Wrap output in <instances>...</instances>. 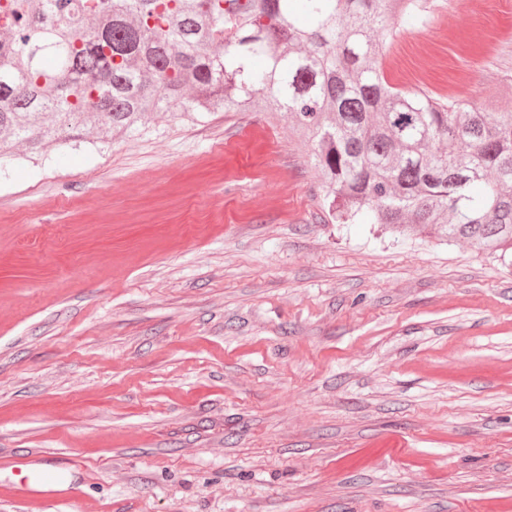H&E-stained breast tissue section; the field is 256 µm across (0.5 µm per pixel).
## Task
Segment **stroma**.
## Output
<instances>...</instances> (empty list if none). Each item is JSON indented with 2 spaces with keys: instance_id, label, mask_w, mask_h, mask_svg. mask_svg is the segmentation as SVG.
<instances>
[{
  "instance_id": "35a3bbf8",
  "label": "stroma",
  "mask_w": 512,
  "mask_h": 512,
  "mask_svg": "<svg viewBox=\"0 0 512 512\" xmlns=\"http://www.w3.org/2000/svg\"><path fill=\"white\" fill-rule=\"evenodd\" d=\"M391 83L498 111L512 9L428 0ZM77 458L79 499L0 512H499L512 265L332 224L270 112H154L0 168V459Z\"/></svg>"
}]
</instances>
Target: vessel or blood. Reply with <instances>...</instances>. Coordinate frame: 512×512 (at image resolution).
Instances as JSON below:
<instances>
[{"mask_svg":"<svg viewBox=\"0 0 512 512\" xmlns=\"http://www.w3.org/2000/svg\"><path fill=\"white\" fill-rule=\"evenodd\" d=\"M25 468L26 474L17 480L0 481V496L17 497L34 503L71 500L77 486L85 479L81 466L74 461L60 463L46 458H26L0 461V472Z\"/></svg>","mask_w":512,"mask_h":512,"instance_id":"1","label":"vessel or blood"}]
</instances>
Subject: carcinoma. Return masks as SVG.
<instances>
[{
  "label": "carcinoma",
  "instance_id": "cac0c4a2",
  "mask_svg": "<svg viewBox=\"0 0 512 512\" xmlns=\"http://www.w3.org/2000/svg\"><path fill=\"white\" fill-rule=\"evenodd\" d=\"M425 0H0V168L15 144L103 145L145 114L275 112L337 224L512 253V88L499 112L403 91L380 48ZM263 59L262 68L255 66Z\"/></svg>",
  "mask_w": 512,
  "mask_h": 512
}]
</instances>
